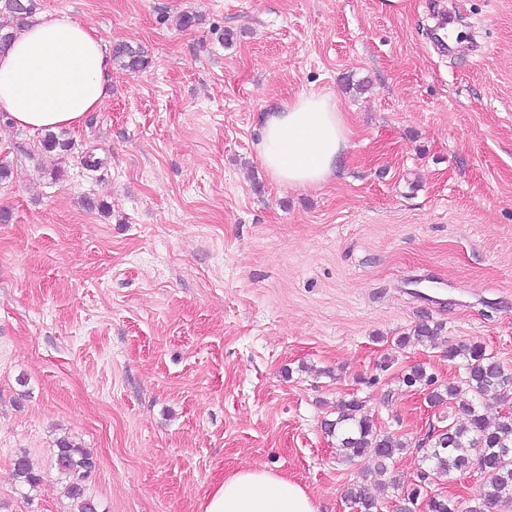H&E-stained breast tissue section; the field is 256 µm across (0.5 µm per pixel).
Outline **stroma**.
Here are the masks:
<instances>
[{"label": "stroma", "instance_id": "35a3bbf8", "mask_svg": "<svg viewBox=\"0 0 512 512\" xmlns=\"http://www.w3.org/2000/svg\"><path fill=\"white\" fill-rule=\"evenodd\" d=\"M108 45L111 68L59 178L40 135L0 118V502L74 512L58 438L92 452L98 512H202L228 471L288 475L319 512L441 497L480 503L478 468L420 480L449 421L421 365L465 378L449 345L512 373V0H39ZM464 37L440 54L433 14ZM200 15L188 29L176 19ZM231 41H223V33ZM350 129L340 174L288 188L255 150L261 112L308 91ZM100 160L88 168L85 157ZM435 344L399 345L418 324ZM353 398L409 445L386 471L346 464L323 423ZM41 471L19 485L13 461ZM112 61L121 69L130 73H138L148 65V57L141 47L129 44H118L112 48ZM13 465L14 475L21 485L34 490L41 483L42 476L36 471L31 459L27 455L17 456Z\"/></svg>", "mask_w": 512, "mask_h": 512}]
</instances>
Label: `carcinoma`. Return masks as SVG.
<instances>
[{
  "instance_id": "obj_1",
  "label": "carcinoma",
  "mask_w": 512,
  "mask_h": 512,
  "mask_svg": "<svg viewBox=\"0 0 512 512\" xmlns=\"http://www.w3.org/2000/svg\"><path fill=\"white\" fill-rule=\"evenodd\" d=\"M36 10L37 0H0V13L11 15L17 29L27 24ZM112 61L134 74L148 65L143 48L129 44L113 47ZM69 147L70 142L51 132L40 142L42 155L49 162L51 175L55 178L62 175L60 155ZM437 334L438 328L422 324L413 335L400 337L399 344H432ZM448 359L458 360L465 366V388L438 386L428 393L427 399L433 407L452 406L466 417V421L462 425L450 422L440 430L434 446L423 456L428 470L421 473V480L441 479L477 464L486 478L483 503L468 512H484L486 507L512 503V418L501 416L492 422L484 412L487 402H505L512 398V376L505 373L495 357L479 344H457L448 349ZM422 382L432 385L434 378L420 365L412 367L404 377V383L409 387ZM362 409V401L357 398L341 402L336 420L325 423L326 430L336 435V451L341 461L353 464L371 452L377 467L385 470L408 444L377 430ZM93 468L94 459L89 451L67 438L58 441L53 469L59 478L68 481L67 493L75 502L77 512H97L96 504L85 495L84 488V480ZM14 475L21 485L31 490L42 481L41 474L25 454L14 460ZM348 497L357 504L359 512H374L377 508L375 499L368 496L360 484L352 485Z\"/></svg>"
}]
</instances>
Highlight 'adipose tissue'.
<instances>
[{
  "mask_svg": "<svg viewBox=\"0 0 512 512\" xmlns=\"http://www.w3.org/2000/svg\"><path fill=\"white\" fill-rule=\"evenodd\" d=\"M103 38L62 14L41 16L0 49V109L34 132L76 128L110 96ZM349 142L344 116L329 96L310 92L281 102L260 118L258 157L281 186L313 188L342 169ZM204 512H318L298 482L263 467L225 474Z\"/></svg>",
  "mask_w": 512,
  "mask_h": 512,
  "instance_id": "adipose-tissue-1",
  "label": "adipose tissue"
}]
</instances>
